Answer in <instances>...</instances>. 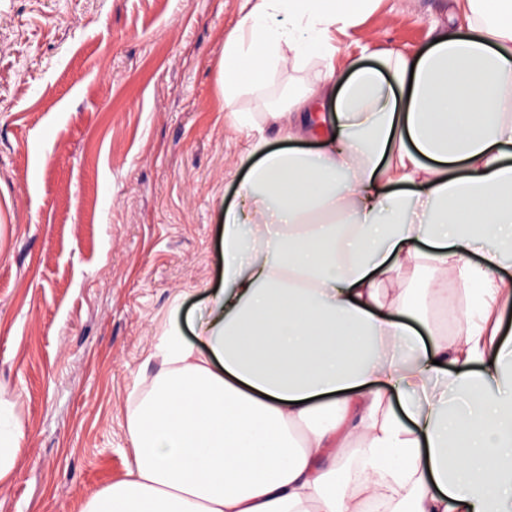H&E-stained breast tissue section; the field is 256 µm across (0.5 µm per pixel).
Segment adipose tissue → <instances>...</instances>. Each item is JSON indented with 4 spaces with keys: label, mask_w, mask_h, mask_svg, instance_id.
Returning <instances> with one entry per match:
<instances>
[{
    "label": "adipose tissue",
    "mask_w": 512,
    "mask_h": 512,
    "mask_svg": "<svg viewBox=\"0 0 512 512\" xmlns=\"http://www.w3.org/2000/svg\"><path fill=\"white\" fill-rule=\"evenodd\" d=\"M372 2L250 0L225 41L250 147L221 286L198 344L171 316L127 407L134 467L83 512H512V0H453L446 37L336 78L335 31ZM287 68L286 100L241 108ZM25 436L0 397V485Z\"/></svg>",
    "instance_id": "obj_1"
}]
</instances>
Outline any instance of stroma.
Returning a JSON list of instances; mask_svg holds the SVG:
<instances>
[{
	"instance_id": "obj_1",
	"label": "stroma",
	"mask_w": 512,
	"mask_h": 512,
	"mask_svg": "<svg viewBox=\"0 0 512 512\" xmlns=\"http://www.w3.org/2000/svg\"><path fill=\"white\" fill-rule=\"evenodd\" d=\"M245 0H0V394L27 434L0 512L127 477L126 411L172 306L203 312L246 169L221 92ZM449 0H377L338 74L415 53Z\"/></svg>"
}]
</instances>
